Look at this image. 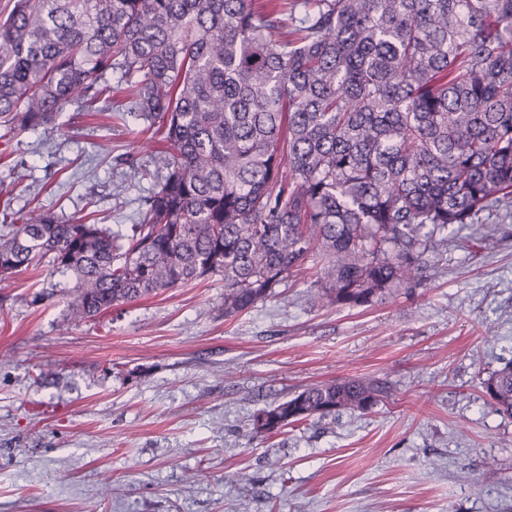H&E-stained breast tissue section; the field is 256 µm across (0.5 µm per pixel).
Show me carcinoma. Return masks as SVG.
Wrapping results in <instances>:
<instances>
[{"mask_svg": "<svg viewBox=\"0 0 512 512\" xmlns=\"http://www.w3.org/2000/svg\"><path fill=\"white\" fill-rule=\"evenodd\" d=\"M13 0L0 127L132 91L167 173L129 231L40 209L0 226V278L73 281L70 315L219 275L224 316L317 256L313 297L368 307L418 287L448 227L512 208V0ZM512 417V361L481 382ZM380 378L313 384L258 410L274 436L363 412Z\"/></svg>", "mask_w": 512, "mask_h": 512, "instance_id": "1", "label": "carcinoma"}]
</instances>
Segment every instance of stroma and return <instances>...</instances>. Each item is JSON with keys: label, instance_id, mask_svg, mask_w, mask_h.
Listing matches in <instances>:
<instances>
[{"label": "stroma", "instance_id": "35a3bbf8", "mask_svg": "<svg viewBox=\"0 0 512 512\" xmlns=\"http://www.w3.org/2000/svg\"><path fill=\"white\" fill-rule=\"evenodd\" d=\"M162 149L68 104L0 138V210L133 223ZM483 221L413 294L355 309L309 300L310 258L233 317L217 275L79 323L58 276L0 281V512H512V418L481 387L512 360V213ZM373 377L372 410L252 431L265 403Z\"/></svg>", "mask_w": 512, "mask_h": 512}]
</instances>
